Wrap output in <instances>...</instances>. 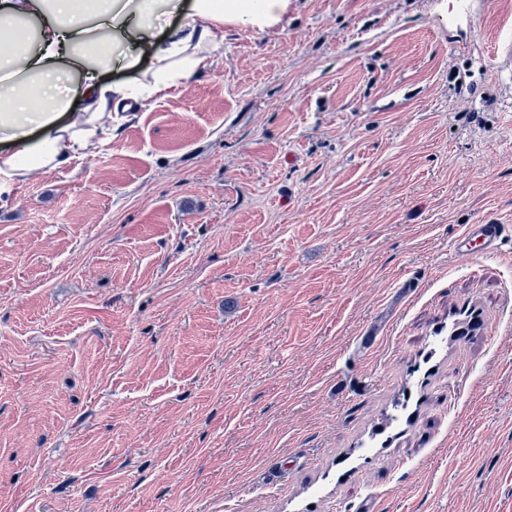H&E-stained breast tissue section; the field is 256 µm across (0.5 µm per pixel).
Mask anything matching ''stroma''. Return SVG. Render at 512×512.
I'll use <instances>...</instances> for the list:
<instances>
[{"label":"stroma","mask_w":512,"mask_h":512,"mask_svg":"<svg viewBox=\"0 0 512 512\" xmlns=\"http://www.w3.org/2000/svg\"><path fill=\"white\" fill-rule=\"evenodd\" d=\"M512 0H290L0 210V512H512ZM497 71L507 75L509 79L512 75V39L508 36L499 41L497 49L490 60ZM506 226L484 221L469 224L454 239L453 250L464 255H473V251L482 255H494L505 237Z\"/></svg>","instance_id":"1"}]
</instances>
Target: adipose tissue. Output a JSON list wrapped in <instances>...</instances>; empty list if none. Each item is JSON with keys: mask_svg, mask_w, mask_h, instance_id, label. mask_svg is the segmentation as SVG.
<instances>
[{"mask_svg": "<svg viewBox=\"0 0 512 512\" xmlns=\"http://www.w3.org/2000/svg\"><path fill=\"white\" fill-rule=\"evenodd\" d=\"M289 2L0 0V208L15 178L94 154L113 125L196 76L225 26H277ZM115 67L128 78L107 81Z\"/></svg>", "mask_w": 512, "mask_h": 512, "instance_id": "adipose-tissue-1", "label": "adipose tissue"}]
</instances>
